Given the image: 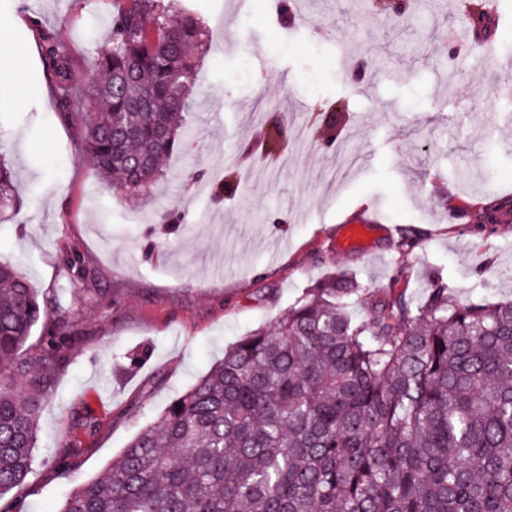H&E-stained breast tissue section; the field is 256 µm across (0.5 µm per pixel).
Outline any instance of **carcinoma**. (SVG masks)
<instances>
[{
    "mask_svg": "<svg viewBox=\"0 0 512 512\" xmlns=\"http://www.w3.org/2000/svg\"><path fill=\"white\" fill-rule=\"evenodd\" d=\"M108 39L73 79L59 36L42 37L60 115L103 182L145 194L191 143L186 121L206 54L183 0H112ZM489 18L476 9L478 37ZM82 112L74 111L76 107ZM0 144V212L18 211ZM367 287L334 272L288 315L224 350L58 512H512V300L457 301L437 271L426 299L403 294L358 319ZM0 263V512L33 470L38 419L79 339Z\"/></svg>",
    "mask_w": 512,
    "mask_h": 512,
    "instance_id": "cac0c4a2",
    "label": "carcinoma"
}]
</instances>
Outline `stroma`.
<instances>
[{"label": "stroma", "instance_id": "stroma-1", "mask_svg": "<svg viewBox=\"0 0 512 512\" xmlns=\"http://www.w3.org/2000/svg\"><path fill=\"white\" fill-rule=\"evenodd\" d=\"M454 2L414 0L401 20L366 0H198L196 134L143 200L81 156L41 60V32L58 33L86 77L111 0H0L14 74L0 80V145L22 203L0 215V261L80 334L40 413L28 512H58L226 348L331 273L368 286L362 317L391 295L422 300L436 270L461 302L512 297V225L479 214L512 206V0L476 50L448 38ZM277 116L278 174L252 178L244 155ZM349 224L368 225L362 244H345Z\"/></svg>", "mask_w": 512, "mask_h": 512}]
</instances>
